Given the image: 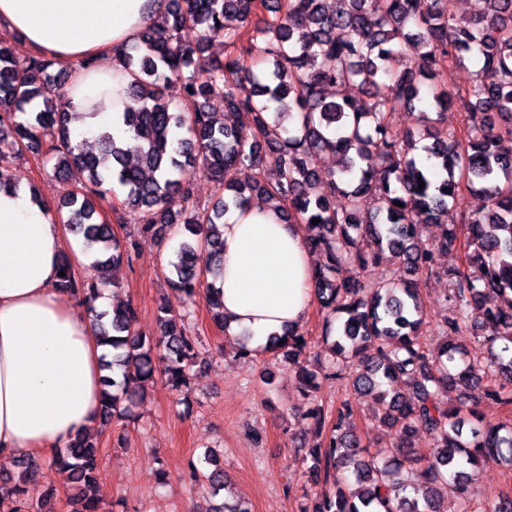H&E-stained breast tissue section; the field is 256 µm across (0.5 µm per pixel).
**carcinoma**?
I'll return each instance as SVG.
<instances>
[{
  "mask_svg": "<svg viewBox=\"0 0 512 512\" xmlns=\"http://www.w3.org/2000/svg\"><path fill=\"white\" fill-rule=\"evenodd\" d=\"M229 17L251 26L249 44L226 27ZM185 28L198 30L196 43L180 40ZM217 41L222 58L208 54ZM475 52L483 65L471 85L448 89L446 68L468 67ZM123 65L131 77L123 122L135 143L102 131L88 150L72 144L64 66L40 56L20 60L0 40V188L16 187L5 170L24 152L53 162L58 175L82 174L57 215L81 237L95 277L79 278L65 256L58 287L94 314L101 343L113 350L103 360L111 374L101 389L102 420L129 418L157 371L173 390L187 387L207 351L186 315L164 304L156 340L138 333L132 305L96 309L101 289L115 283L109 271L130 260L135 245L132 235L122 242L98 221V204L139 216L137 232L157 239L182 226L189 240L167 260L165 281L191 304L203 299L222 329L223 298L203 285L194 248L221 252L224 213L272 200L288 221L306 224L311 250L323 257L312 289L325 313L324 347L310 352L297 327L259 351L297 365L307 400L318 376L350 370L353 390L372 398L375 420L396 436L385 454L372 456L348 402L332 414L309 407L305 418L319 440L303 459L325 490L303 512H441L438 485L471 512L481 466L512 468V424L485 422L467 395L480 387L484 398L512 404V0H475L466 18L453 0H336L332 12L322 0H167L162 26L130 44ZM173 81L182 87L178 105L165 95ZM350 84L365 98L328 97L329 88ZM215 100L227 116H252V138L216 120ZM449 109L464 114L462 129L444 126ZM402 111L415 114L417 125L403 147L392 134V117ZM420 140L430 166L414 154ZM322 153L336 155L334 173L315 168ZM200 174L224 189L203 211L194 201ZM464 193V225L450 224L448 207ZM424 224L442 226L438 242L422 239ZM453 249L463 251L464 263L448 273L451 315L429 344L419 281L438 273L436 253ZM346 259L363 269L385 260L398 267L370 286L336 278ZM493 298L500 303L489 304ZM468 332L489 358H466L455 338ZM422 439L434 452L419 459L410 481L403 462ZM53 461L71 476L72 512H98L94 437L76 435ZM35 467L28 457L0 474V512H42L52 492L37 491ZM188 478L212 496L227 486L224 469L207 456L190 463Z\"/></svg>",
  "mask_w": 512,
  "mask_h": 512,
  "instance_id": "cac0c4a2",
  "label": "carcinoma"
}]
</instances>
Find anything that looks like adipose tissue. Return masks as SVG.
I'll list each match as a JSON object with an SVG mask.
<instances>
[{
  "label": "adipose tissue",
  "instance_id": "ef3b65f1",
  "mask_svg": "<svg viewBox=\"0 0 512 512\" xmlns=\"http://www.w3.org/2000/svg\"><path fill=\"white\" fill-rule=\"evenodd\" d=\"M165 10L166 0H0V28L32 54L72 65L68 90L86 114L71 125L74 141L107 130L127 142L122 50ZM222 232L215 285L227 333L261 346L301 325L315 268L302 225L246 205L225 214ZM65 245L50 201L0 189V459L64 447L98 421L103 348L92 314L57 286Z\"/></svg>",
  "mask_w": 512,
  "mask_h": 512
}]
</instances>
